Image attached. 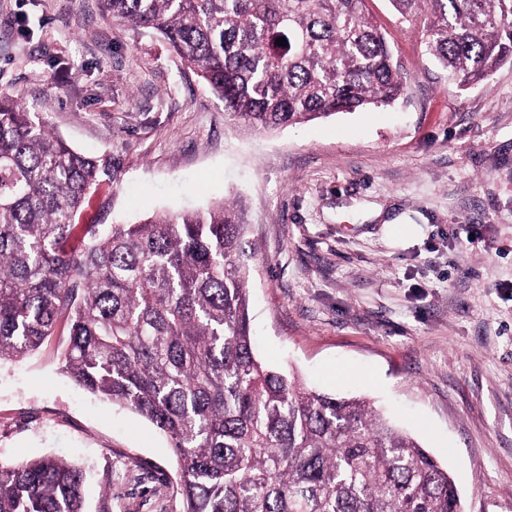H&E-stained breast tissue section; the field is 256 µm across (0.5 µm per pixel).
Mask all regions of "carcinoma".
Segmentation results:
<instances>
[{"instance_id":"obj_1","label":"carcinoma","mask_w":512,"mask_h":512,"mask_svg":"<svg viewBox=\"0 0 512 512\" xmlns=\"http://www.w3.org/2000/svg\"><path fill=\"white\" fill-rule=\"evenodd\" d=\"M99 2L158 34L255 130L408 91L366 0ZM389 2L460 86L512 63V0ZM108 173L0 92V360L65 321L66 373L166 437L181 512H463L448 469L368 401L309 390L257 357L238 208L76 224ZM83 484L63 459L1 463L0 512H83Z\"/></svg>"}]
</instances>
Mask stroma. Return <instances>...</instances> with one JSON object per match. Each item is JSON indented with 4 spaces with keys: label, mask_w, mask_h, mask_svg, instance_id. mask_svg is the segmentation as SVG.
<instances>
[{
    "label": "stroma",
    "mask_w": 512,
    "mask_h": 512,
    "mask_svg": "<svg viewBox=\"0 0 512 512\" xmlns=\"http://www.w3.org/2000/svg\"><path fill=\"white\" fill-rule=\"evenodd\" d=\"M369 7L410 81L387 108L250 131L98 0H0V91L111 161L79 223L235 202L259 357L396 419L465 512H512V65L457 87L388 0ZM66 345L0 362V463L79 465L85 512H179L167 440L76 386Z\"/></svg>",
    "instance_id": "1"
}]
</instances>
